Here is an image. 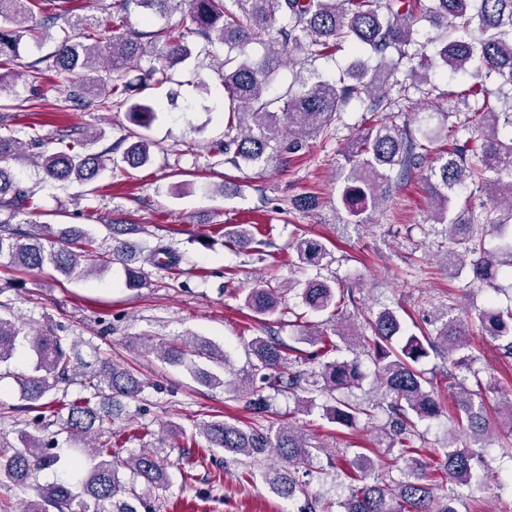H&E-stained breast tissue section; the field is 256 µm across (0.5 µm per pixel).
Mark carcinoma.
I'll list each match as a JSON object with an SVG mask.
<instances>
[{"label": "carcinoma", "instance_id": "1", "mask_svg": "<svg viewBox=\"0 0 512 512\" xmlns=\"http://www.w3.org/2000/svg\"><path fill=\"white\" fill-rule=\"evenodd\" d=\"M70 2L0 0L1 96L8 89L5 79L16 76L12 65L18 60L20 43L28 38L40 40L48 26L62 19L64 26L56 37L55 51L45 59L46 69L27 63L29 73L53 72L65 88L64 103L73 109L124 111L131 124L144 127L155 119L158 107L133 101L134 89L127 79L131 66L147 53L144 40L163 37L166 44V50L154 54L145 70L148 85L170 82L174 68L192 50L183 33L173 36L132 28L131 12L140 8L164 16L186 14L194 25L193 34L204 42L203 51L217 44L239 50L238 58L224 59L221 72L228 105L218 152L234 165L241 161L258 165L282 150L302 149L309 139L328 132L337 113L353 100L369 112L383 111L387 86L425 82L428 67L436 62L454 74L470 77L468 95L481 106L451 126L449 147L424 175V188L432 201L431 221L445 225L453 244L446 254L448 269L456 275L468 271V288L493 289L500 269H512V94L503 102L492 98L486 86L493 76L512 85V0H431L430 6L423 0H112V27L104 29L98 19L70 13ZM423 21L446 33V40L434 48L432 56L423 47L409 51ZM256 42L264 45L258 58L246 52ZM345 44L354 50H370L377 64L359 60L337 80L319 76L296 91L269 95L285 54L315 57ZM98 68L107 76L97 84L77 77L80 71ZM104 137L103 131L85 140L64 134L62 138L69 143L48 154L40 150L44 136L36 132L30 137V147L38 152L27 156L17 148L12 128L0 119L1 268L86 279L119 264L124 286L130 289L146 283L147 265L171 274L178 269L180 257L171 246L158 243L138 252L123 239L138 231L134 224L106 225L112 240L108 250L93 232L78 225L58 230L42 225L38 232L16 225V219L33 206V195L19 185L14 163L27 158L51 181L86 183L115 167H143L153 160L154 143L133 131L101 151L87 149V143ZM422 149L424 145L410 131L384 118L376 120L352 144L347 157L349 169L341 200L348 214L358 218L376 210L394 172L421 168ZM467 189L484 197L479 209L455 210V200ZM488 235L498 240L496 246L486 245ZM224 239L225 245L239 249L266 244L254 239L244 224L225 230ZM292 250L300 265L324 266L332 257L325 243L305 237L296 239ZM295 288L297 284L291 281L285 289L259 280L244 295V305L256 316L283 315L290 312L285 292ZM300 297L310 311L335 316L356 304L351 290L339 291L336 281L319 276L303 283ZM431 325L435 326L432 334L407 336L391 309L368 319L371 335L360 333L358 338L378 366L383 397L374 404L340 394L359 385L361 363L357 359L325 360L340 346L324 329H310L304 341L311 350L296 355L320 366V386L293 369L288 346L278 339L259 336L249 346L254 361L250 370L236 378L235 391L244 399L252 420L267 415L276 394L289 393L311 406L316 392L326 396L324 414L338 425L351 427L364 417L374 418L378 411L387 416L384 434L389 446L407 455L414 477L370 482L375 463L360 456L349 471L351 491L339 502L341 512H458V487L472 480L477 456L469 447L452 444L442 450L437 473L447 487L439 503H434L433 483L416 458V421L438 416L441 405L433 381L419 369V363L432 351L448 356L455 424L468 438L479 441L490 425L482 397L485 388L480 370L474 368L476 358L463 354L462 349L476 326L485 335L506 340L503 355L511 358L512 307L480 310L472 321L454 314L450 307L436 314ZM21 340L34 358L30 372L20 378L22 399L25 410L37 417L32 419L33 430L22 432L19 446L0 452V489L15 487L24 493L34 473L60 461L55 434L48 432L57 426L76 443V455L63 479L36 487L32 497L21 500L18 512H152L134 483L157 489L168 485L171 464L149 448H133L121 457L116 451L120 444L112 441L108 427L123 415L126 403L139 396L143 381L106 359L79 374L74 368L78 341H67L52 324L33 328L10 313H0V367L16 358ZM142 346L166 363L190 356L227 366L224 351L194 336L159 344L146 339ZM78 374L81 394L70 400L68 390L60 385L71 384ZM470 377L475 381L473 389L465 386ZM302 393L309 397H300ZM47 398L54 403L50 422L43 411L42 400ZM199 434L208 447L233 457L276 455L280 464L267 468V483L284 498L298 493L308 497L307 483L296 476V465L312 454L313 446L293 427L264 429L215 419L200 425Z\"/></svg>", "mask_w": 512, "mask_h": 512}]
</instances>
